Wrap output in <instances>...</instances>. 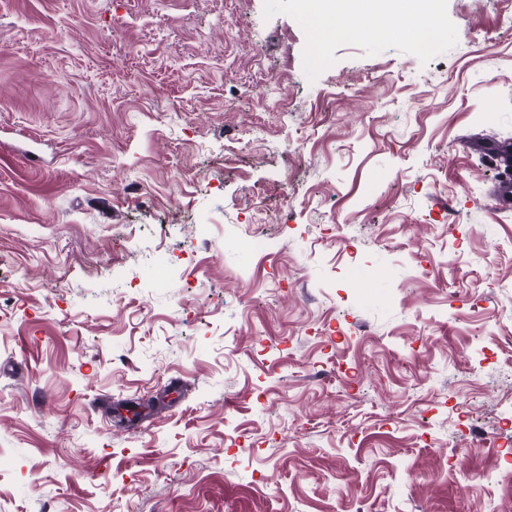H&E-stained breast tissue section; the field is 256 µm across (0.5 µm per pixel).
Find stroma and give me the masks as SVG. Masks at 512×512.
<instances>
[{
  "mask_svg": "<svg viewBox=\"0 0 512 512\" xmlns=\"http://www.w3.org/2000/svg\"><path fill=\"white\" fill-rule=\"evenodd\" d=\"M440 14L0 0V512H512V0ZM316 22L325 34L362 33L360 22H371L374 31L390 33L397 27L422 47L441 35L439 0H312Z\"/></svg>",
  "mask_w": 512,
  "mask_h": 512,
  "instance_id": "1",
  "label": "stroma"
}]
</instances>
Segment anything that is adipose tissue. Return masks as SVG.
Returning <instances> with one entry per match:
<instances>
[{"label": "adipose tissue", "instance_id": "1", "mask_svg": "<svg viewBox=\"0 0 512 512\" xmlns=\"http://www.w3.org/2000/svg\"><path fill=\"white\" fill-rule=\"evenodd\" d=\"M312 9L327 34H359L364 20L386 32L401 29L423 47L441 34L436 0H314Z\"/></svg>", "mask_w": 512, "mask_h": 512}]
</instances>
